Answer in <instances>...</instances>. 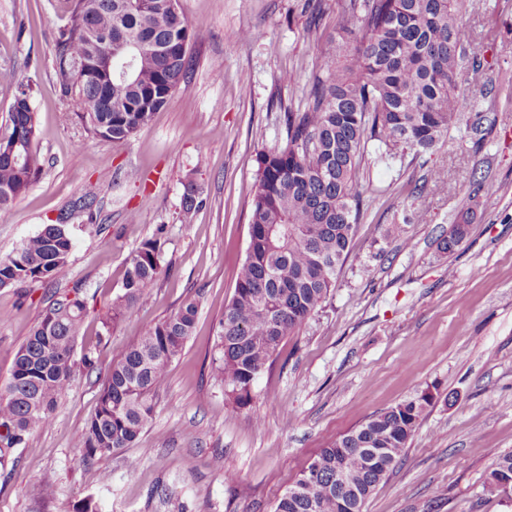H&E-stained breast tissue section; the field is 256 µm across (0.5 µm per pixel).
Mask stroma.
Instances as JSON below:
<instances>
[{
	"label": "stroma",
	"instance_id": "1",
	"mask_svg": "<svg viewBox=\"0 0 512 512\" xmlns=\"http://www.w3.org/2000/svg\"><path fill=\"white\" fill-rule=\"evenodd\" d=\"M304 3L180 0L188 78L146 126L113 142L89 132L61 91L55 49L68 0H0V72L15 77L0 83V135L18 85L30 86L41 168L0 213V258L62 213L75 238L53 285L0 289L10 314L0 320V385L54 292L78 284L109 300L139 244L163 243L158 280L106 345L86 319L78 345L96 346L97 367L76 368L52 425L0 468V512H73L88 497L100 512H274L319 449L427 388L436 403L364 512H512V498L490 486L497 459L512 452V0H469L470 50L489 63L493 84L483 95L459 79L475 111L433 151L402 149L388 164L367 152L365 206L336 286L282 341L251 404L235 408L211 369L215 327L248 248L257 157L285 144V112L303 108L314 81L335 69L321 48L340 36L344 0H321L313 35ZM243 29L250 39H239ZM433 168L440 180H429ZM190 180L202 204L186 215ZM87 194L89 212L75 206ZM468 209V239L442 253L441 235ZM393 224L400 238L388 236ZM190 295L200 298L196 328L151 422L133 447L83 461L77 435L113 356ZM228 470L237 481H225ZM46 483L54 499L42 497Z\"/></svg>",
	"mask_w": 512,
	"mask_h": 512
}]
</instances>
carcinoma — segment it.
I'll use <instances>...</instances> for the list:
<instances>
[{
	"mask_svg": "<svg viewBox=\"0 0 512 512\" xmlns=\"http://www.w3.org/2000/svg\"><path fill=\"white\" fill-rule=\"evenodd\" d=\"M72 0L56 45V72L72 111L94 135L125 140L164 108L191 67L190 25L169 0ZM466 0H347L340 21L346 38L323 49L336 64L317 84L304 109L285 113L286 144L263 152L251 204L249 244L231 300L216 326L212 367L240 406L252 400L258 376L275 360L281 342L306 324L335 287L363 213L359 185L364 152L396 158L405 146L435 149L475 104L461 98L457 79L488 92L487 65L467 50L462 22ZM144 46L130 76L106 91L80 79L82 60L105 48L102 40ZM11 132L0 153V212L8 210L39 174L32 150L36 113L30 89L17 87ZM194 182L184 185L182 211L201 205ZM473 211L460 214L440 238L454 253L470 232ZM73 248L68 224H46L0 259V288L45 285ZM160 239L133 252L120 293L92 312L81 287L57 294L15 352L10 379L0 387V464L28 436L49 427L58 399L74 376V352L89 313L99 324L96 345L108 339L158 279ZM200 301L176 311L112 358L94 413L77 437L82 460L129 448L155 412L168 368L195 328ZM434 398L422 391L322 448L277 500L274 512H363L364 505L405 453ZM348 488L337 484L338 471ZM491 476L512 479V452Z\"/></svg>",
	"mask_w": 512,
	"mask_h": 512,
	"instance_id": "obj_1",
	"label": "carcinoma"
}]
</instances>
